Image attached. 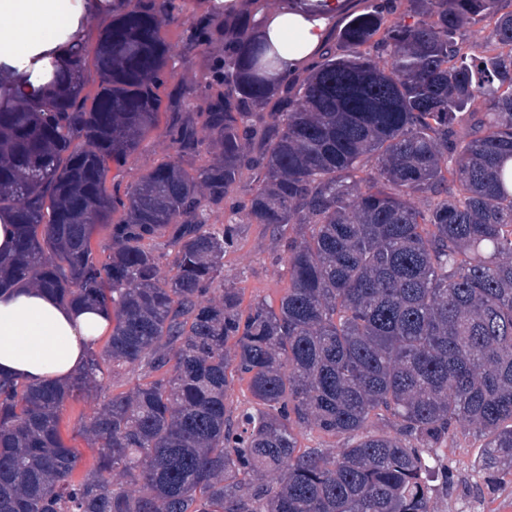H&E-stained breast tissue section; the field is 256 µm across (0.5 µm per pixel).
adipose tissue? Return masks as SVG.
I'll list each match as a JSON object with an SVG mask.
<instances>
[{"label":"adipose tissue","mask_w":512,"mask_h":512,"mask_svg":"<svg viewBox=\"0 0 512 512\" xmlns=\"http://www.w3.org/2000/svg\"><path fill=\"white\" fill-rule=\"evenodd\" d=\"M318 16L271 13L260 37L275 46L289 71L299 70L324 44L330 19L345 0H317ZM101 13L100 0H0V73L41 60L38 82L51 77L49 54ZM111 311L67 306L35 285L0 292V377L27 383L69 381L84 367L87 352L111 332Z\"/></svg>","instance_id":"1"}]
</instances>
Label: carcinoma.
Masks as SVG:
<instances>
[{
    "label": "carcinoma",
    "instance_id": "carcinoma-1",
    "mask_svg": "<svg viewBox=\"0 0 512 512\" xmlns=\"http://www.w3.org/2000/svg\"><path fill=\"white\" fill-rule=\"evenodd\" d=\"M187 2L110 8L38 98L0 88V291L34 279L114 317L67 384L0 380V512H431L427 458L458 423L512 474V0H376L303 74L257 42L268 0L202 12L173 48ZM162 118L173 155L112 180ZM237 216L287 265L276 305L224 284ZM93 393L76 480L61 412ZM303 429L350 442L329 459Z\"/></svg>",
    "mask_w": 512,
    "mask_h": 512
}]
</instances>
